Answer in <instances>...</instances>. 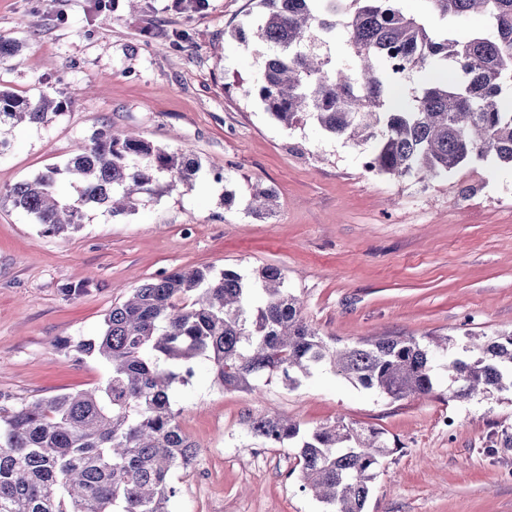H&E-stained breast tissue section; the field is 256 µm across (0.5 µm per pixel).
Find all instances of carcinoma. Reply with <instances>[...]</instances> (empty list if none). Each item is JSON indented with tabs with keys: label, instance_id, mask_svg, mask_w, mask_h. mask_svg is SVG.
I'll return each mask as SVG.
<instances>
[{
	"label": "carcinoma",
	"instance_id": "1",
	"mask_svg": "<svg viewBox=\"0 0 512 512\" xmlns=\"http://www.w3.org/2000/svg\"><path fill=\"white\" fill-rule=\"evenodd\" d=\"M422 15L402 0H259L234 37L266 48L252 88L286 129L309 120L328 136L374 144L367 172L426 182L490 154L512 165V0H425ZM482 30L461 34L460 19ZM342 37L347 61L323 48ZM441 66L450 76L417 89L403 106L394 88ZM62 102L0 88V127L43 124ZM201 161L106 126L66 163L7 193L42 232L82 227L86 211L117 217L141 194L169 193L200 177ZM275 194L255 188L248 208L273 211ZM75 350L110 367L105 385L23 403L0 413V512H171L173 477L194 466L198 445L182 430L174 390L206 361L215 384L252 391L265 376L290 388L324 367L394 401L448 392L472 400L512 393V330L481 343L452 336H380L331 345L306 321L284 274L265 266L175 269L112 307L102 334ZM266 445L296 449L300 488L329 512H365L372 483L394 453L376 428L342 419L305 431L278 415L249 420Z\"/></svg>",
	"mask_w": 512,
	"mask_h": 512
}]
</instances>
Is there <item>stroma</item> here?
<instances>
[{
	"label": "stroma",
	"mask_w": 512,
	"mask_h": 512,
	"mask_svg": "<svg viewBox=\"0 0 512 512\" xmlns=\"http://www.w3.org/2000/svg\"><path fill=\"white\" fill-rule=\"evenodd\" d=\"M257 11L258 0H139L133 11L126 0H0V36L20 45L0 85L64 103L48 123L0 128V408L104 385L107 365L74 342L176 268L279 267L309 324L342 344L512 329V166L491 157L424 183L394 179L365 173L368 146L311 122L284 129L248 94L262 47L232 36ZM107 124L192 151L204 176L124 217L88 211L67 236L4 203ZM256 184L275 192L269 217L245 208ZM228 189L240 201L229 210ZM174 404L199 453L196 478L175 479L171 512H325L299 489L294 449L249 434L266 414L382 431L394 452L366 512H512L507 394L458 401L443 379L436 396L394 401L330 368L295 389L274 376L227 391L201 363Z\"/></svg>",
	"instance_id": "stroma-1"
}]
</instances>
